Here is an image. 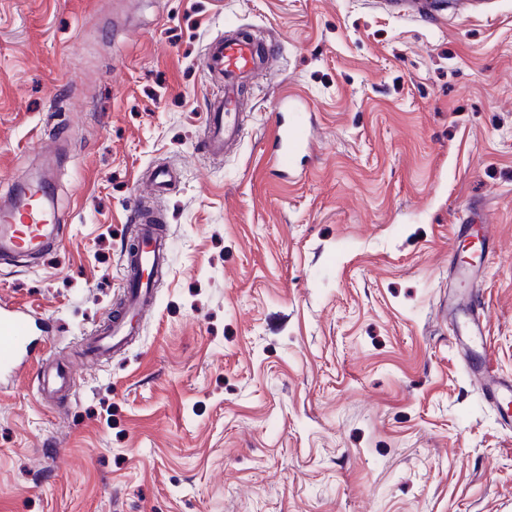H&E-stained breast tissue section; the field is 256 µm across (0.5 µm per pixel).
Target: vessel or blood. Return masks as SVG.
I'll use <instances>...</instances> for the list:
<instances>
[{"mask_svg": "<svg viewBox=\"0 0 512 512\" xmlns=\"http://www.w3.org/2000/svg\"><path fill=\"white\" fill-rule=\"evenodd\" d=\"M273 46L265 45L237 30L210 40L204 52V67L216 81L222 82L220 93L207 100L202 144L205 153L214 159L238 146L246 134L243 120V98L247 82L269 68L276 58ZM312 104L292 94L280 96L275 103L274 121L264 142V151L273 158L282 172L295 174L297 164L312 152L308 114ZM176 170L156 166L147 182L149 194L140 200L131 214L135 225L134 245L123 258L122 307L97 336L88 343L85 354L90 361L122 351L138 333L145 310L155 298L156 276L168 261L169 243L158 214L151 207L153 199L164 195L175 183ZM0 252L44 257L60 235V226L42 203L32 197L9 196L0 199ZM466 229L478 230L485 243L495 240V227L483 210H471ZM456 310L465 316L457 323L456 333L468 337L463 349L469 356L468 371L483 387L486 398L495 405L501 418L512 419V378L497 375L484 364V310L474 300L459 298ZM31 315L22 304L0 300V378L13 376L26 367H34L35 377L46 395L72 387L73 376L49 368L44 361V348L34 346Z\"/></svg>", "mask_w": 512, "mask_h": 512, "instance_id": "1", "label": "vessel or blood"}]
</instances>
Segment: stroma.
I'll use <instances>...</instances> for the list:
<instances>
[{
    "label": "stroma",
    "instance_id": "stroma-1",
    "mask_svg": "<svg viewBox=\"0 0 512 512\" xmlns=\"http://www.w3.org/2000/svg\"><path fill=\"white\" fill-rule=\"evenodd\" d=\"M227 28L279 62L214 163L202 57ZM286 93L317 138L288 180L263 155ZM49 161L62 234L0 260V299L43 315L77 385L0 391V512H512V424L440 312L477 291L512 377V0H0V195ZM162 163L154 308L89 363ZM475 205L497 238L471 282L448 258Z\"/></svg>",
    "mask_w": 512,
    "mask_h": 512
}]
</instances>
